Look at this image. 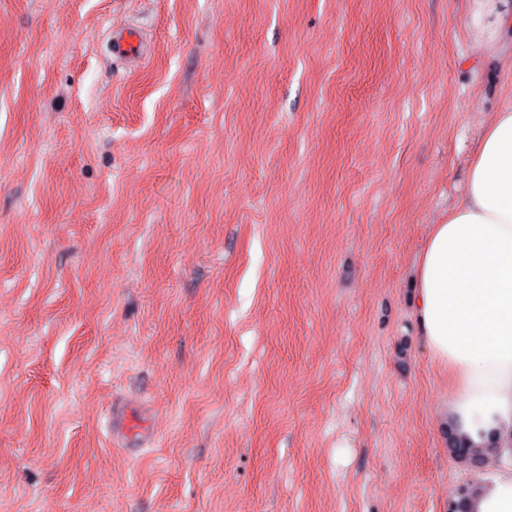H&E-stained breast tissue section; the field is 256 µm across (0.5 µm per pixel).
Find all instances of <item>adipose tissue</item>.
I'll return each instance as SVG.
<instances>
[{
    "label": "adipose tissue",
    "instance_id": "obj_1",
    "mask_svg": "<svg viewBox=\"0 0 512 512\" xmlns=\"http://www.w3.org/2000/svg\"><path fill=\"white\" fill-rule=\"evenodd\" d=\"M492 25L512 76V0ZM412 311L435 365L448 372L440 419L458 444L493 460L512 447V103L486 125L465 194L432 225L416 267ZM471 512H512V470L474 489Z\"/></svg>",
    "mask_w": 512,
    "mask_h": 512
}]
</instances>
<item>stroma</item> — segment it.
Wrapping results in <instances>:
<instances>
[{
	"mask_svg": "<svg viewBox=\"0 0 512 512\" xmlns=\"http://www.w3.org/2000/svg\"><path fill=\"white\" fill-rule=\"evenodd\" d=\"M491 0H0V512H448L410 292ZM136 25L145 57L113 63Z\"/></svg>",
	"mask_w": 512,
	"mask_h": 512,
	"instance_id": "35a3bbf8",
	"label": "stroma"
}]
</instances>
